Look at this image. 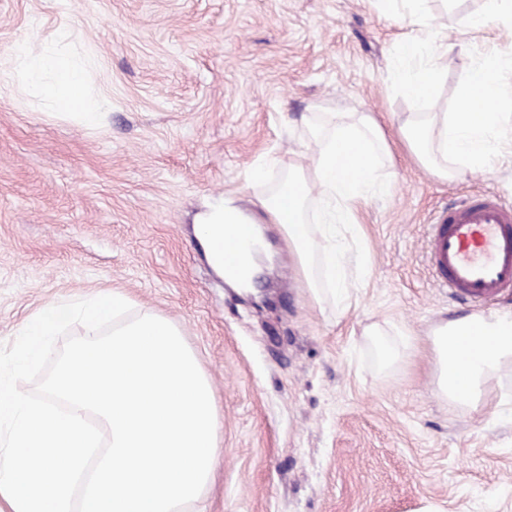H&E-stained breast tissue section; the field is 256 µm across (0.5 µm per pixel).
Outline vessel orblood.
<instances>
[{
	"mask_svg": "<svg viewBox=\"0 0 512 512\" xmlns=\"http://www.w3.org/2000/svg\"><path fill=\"white\" fill-rule=\"evenodd\" d=\"M247 230L219 242L224 268L239 273ZM427 257L434 281L452 299L487 306L512 294V205L481 193L444 208L429 226Z\"/></svg>",
	"mask_w": 512,
	"mask_h": 512,
	"instance_id": "1",
	"label": "vessel or blood"
}]
</instances>
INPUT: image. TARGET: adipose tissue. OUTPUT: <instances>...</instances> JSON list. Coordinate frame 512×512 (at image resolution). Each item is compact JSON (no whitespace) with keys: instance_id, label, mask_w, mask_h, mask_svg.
Masks as SVG:
<instances>
[{"instance_id":"obj_1","label":"adipose tissue","mask_w":512,"mask_h":512,"mask_svg":"<svg viewBox=\"0 0 512 512\" xmlns=\"http://www.w3.org/2000/svg\"><path fill=\"white\" fill-rule=\"evenodd\" d=\"M25 78L38 87L56 110L96 121L101 105L82 94L84 73L69 55L58 51L17 48ZM395 80L410 98L420 101L435 95L441 73L426 46L406 34L398 50ZM501 59L476 58L470 77L459 87L456 110L411 112L402 121L400 136L417 162L444 178L463 176L474 169L494 168L495 142L502 115L496 110ZM311 166L288 169L285 181L272 193L258 196V213L234 200L211 204L197 218L201 234L232 232L235 225L265 221L281 225L308 282L314 301L344 298L343 243L337 227L350 223L358 204L387 185L376 171L389 154V144L378 122L365 112L311 113L306 120ZM323 204V225L313 231L306 222L312 201ZM321 242H314V234ZM434 360L437 397L466 409L487 403V388L504 365L512 363V317L472 313L448 319L429 337Z\"/></svg>"}]
</instances>
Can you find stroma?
Listing matches in <instances>:
<instances>
[{
  "label": "stroma",
  "mask_w": 512,
  "mask_h": 512,
  "mask_svg": "<svg viewBox=\"0 0 512 512\" xmlns=\"http://www.w3.org/2000/svg\"><path fill=\"white\" fill-rule=\"evenodd\" d=\"M453 19L435 97L391 81L405 27L374 0H0V344L45 305L99 290L165 316L213 387L216 469L190 512H512V366L479 411L433 394L429 332L471 313L435 288L427 226L470 193L512 205V156L450 181L397 135L409 112H450L473 60L505 49L512 20L484 0H431ZM57 47L84 66L96 125L51 109L12 51ZM367 112L390 155L389 193L342 234L347 306L312 300L279 225L256 307L211 266L195 218L228 196L252 207L301 162L304 118ZM267 165L265 183L250 172ZM418 340L381 365L365 336Z\"/></svg>",
  "instance_id": "35a3bbf8"
}]
</instances>
